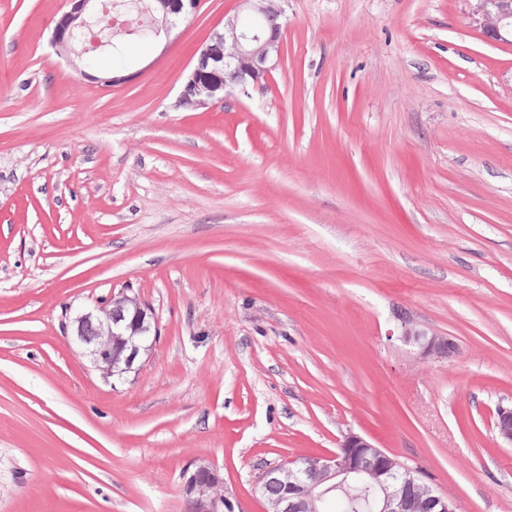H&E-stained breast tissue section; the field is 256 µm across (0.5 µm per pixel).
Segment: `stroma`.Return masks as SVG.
Masks as SVG:
<instances>
[{"label": "stroma", "instance_id": "35a3bbf8", "mask_svg": "<svg viewBox=\"0 0 512 512\" xmlns=\"http://www.w3.org/2000/svg\"><path fill=\"white\" fill-rule=\"evenodd\" d=\"M203 4L105 87L50 42L65 0H0V512H189L198 460L265 512L350 431L512 512V45L469 0H288L266 84L187 109L241 11ZM123 292L160 338L107 380L73 319ZM399 336L415 347L420 358L425 360L448 363L459 353L458 345L451 337L429 332L409 321L401 323Z\"/></svg>", "mask_w": 512, "mask_h": 512}]
</instances>
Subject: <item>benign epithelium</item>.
Wrapping results in <instances>:
<instances>
[{
    "label": "benign epithelium",
    "mask_w": 512,
    "mask_h": 512,
    "mask_svg": "<svg viewBox=\"0 0 512 512\" xmlns=\"http://www.w3.org/2000/svg\"><path fill=\"white\" fill-rule=\"evenodd\" d=\"M70 9L62 14L51 37L71 65L83 61L88 48L72 41L100 10V0H67ZM253 25L243 26L235 15L221 30L211 32L213 46L197 58L183 83L178 102L195 99L201 106L224 102L229 88L261 87L283 53L282 25H267L264 19L285 15L286 0H239ZM483 34L493 41L512 36V0H471ZM199 9L197 0H152L145 11L152 16L155 38L169 32L178 16L189 17ZM97 323L96 334L88 336L85 325ZM73 341L89 347L94 367L106 378L130 372L143 354L158 340V326L148 305L137 297L121 294L73 321ZM399 336L416 348L420 358L440 363L453 361L458 345L443 336L413 324L401 323ZM494 428L500 441L512 447V406L498 407ZM370 483L376 491L375 512H461L454 498L428 484L419 469L400 462L393 454L376 447L354 432L343 436L337 450L329 454L302 456L268 469L261 487L278 483L281 494L268 502V512H318L317 504L328 491L344 487L350 480ZM183 494L193 512H224V479L208 463L199 461L184 472Z\"/></svg>",
    "instance_id": "7a95c632"
}]
</instances>
